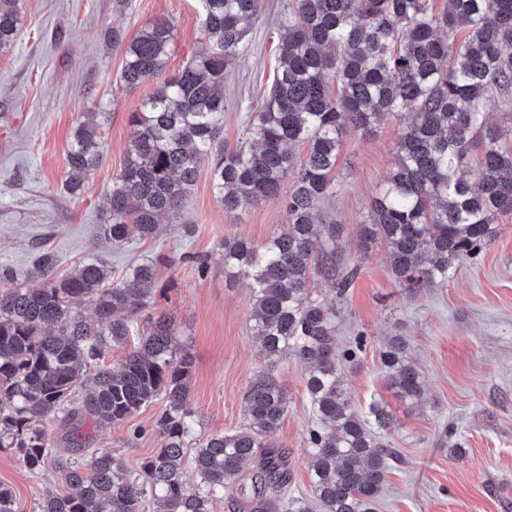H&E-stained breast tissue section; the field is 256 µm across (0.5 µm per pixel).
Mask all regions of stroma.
<instances>
[{
	"mask_svg": "<svg viewBox=\"0 0 512 512\" xmlns=\"http://www.w3.org/2000/svg\"><path fill=\"white\" fill-rule=\"evenodd\" d=\"M286 0H265L252 52L232 65L224 81V142L235 147L246 106L270 85L278 56ZM27 20L13 50L0 55V264L27 281L37 252L53 253L64 275L90 255L112 273L160 258L155 310L177 321V341L195 360L188 408L197 433L231 432L246 422L244 391L254 373L269 367L251 332L253 288L224 270L227 239L261 246L288 222L279 202L267 201L237 216L217 201L209 170H201L180 218L164 222L153 239L116 246L98 234L112 182L132 139L130 112L153 89L119 80L124 49L110 39H134L154 17L175 25L168 71L184 66L201 47L200 0H26ZM97 116L103 160L77 193L66 189L67 145L86 116ZM397 126L371 136L348 134L336 166V195L325 206L341 226V259L357 266L344 298L322 281L315 295L338 309L336 349L357 333L366 343L343 376L358 412L385 402L397 426L388 435L403 463L393 465L376 512H512V214L500 217L494 241L461 263L447 284L417 294L398 285L385 248L360 256L357 228L371 199L386 183L395 159ZM194 225L183 235L182 225ZM206 260L198 269L194 259ZM406 342L420 369L427 402L410 407L396 398L380 352L393 337ZM288 392V411L275 440L288 454L287 494L311 499L306 428L311 413L305 369L294 358L273 366ZM162 402L142 407L126 423L99 428L92 447L112 450L137 470L162 441L155 423ZM456 429L463 455L440 444L444 426ZM139 439H132V432ZM0 483L11 487L17 512H34L44 490H64L58 478H31L15 449H0Z\"/></svg>",
	"mask_w": 512,
	"mask_h": 512,
	"instance_id": "stroma-1",
	"label": "stroma"
}]
</instances>
